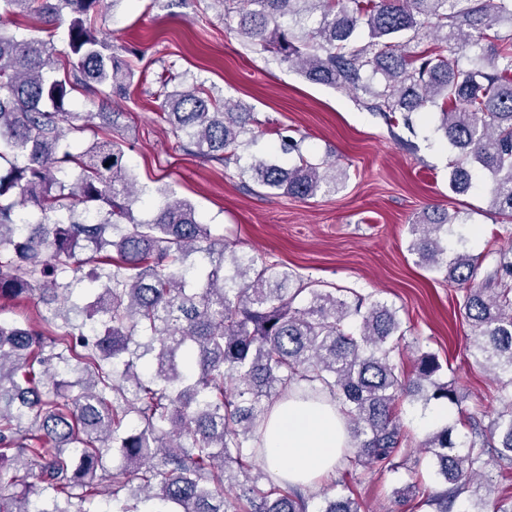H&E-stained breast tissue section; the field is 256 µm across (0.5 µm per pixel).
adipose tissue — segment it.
Listing matches in <instances>:
<instances>
[{"label":"adipose tissue","instance_id":"obj_1","mask_svg":"<svg viewBox=\"0 0 512 512\" xmlns=\"http://www.w3.org/2000/svg\"><path fill=\"white\" fill-rule=\"evenodd\" d=\"M349 445L347 421L335 403L291 397L271 407L261 459L280 480L312 487L334 471Z\"/></svg>","mask_w":512,"mask_h":512}]
</instances>
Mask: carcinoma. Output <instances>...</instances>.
I'll return each instance as SVG.
<instances>
[{
	"label": "carcinoma",
	"instance_id": "cac0c4a2",
	"mask_svg": "<svg viewBox=\"0 0 512 512\" xmlns=\"http://www.w3.org/2000/svg\"><path fill=\"white\" fill-rule=\"evenodd\" d=\"M237 33L315 83L360 91L389 118L436 108L455 152L448 189L465 194L473 172L491 179V204L512 223V0H222ZM102 0H0V13L68 10L66 47L0 27V299L39 295L35 320L0 319V512H367L339 493L313 505L306 491L256 465L272 403L328 395L345 414L352 464L393 471L405 437L402 399L461 404L424 352L404 374L398 311L338 296L288 268L227 252L195 207L172 194L142 221L125 162L121 113L112 138L70 151L89 128L70 112L131 84L134 69L98 35ZM299 19L295 33L284 19ZM469 55V65L459 56ZM164 118L186 154L240 160L260 121L200 83L168 90ZM298 163L250 158L241 175L298 198L336 190L345 173L283 140ZM456 217L411 224L417 264L464 286L470 356L501 383L488 423L428 432L420 447L444 489L417 485L431 512H454L485 468L512 469V246L472 256L448 246ZM85 302L71 300L74 283Z\"/></svg>",
	"mask_w": 512,
	"mask_h": 512
}]
</instances>
